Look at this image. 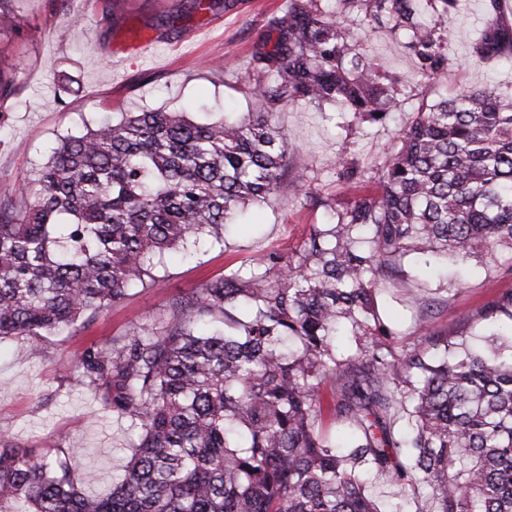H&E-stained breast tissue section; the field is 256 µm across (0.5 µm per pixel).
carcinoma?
<instances>
[{
  "label": "carcinoma",
  "instance_id": "obj_1",
  "mask_svg": "<svg viewBox=\"0 0 512 512\" xmlns=\"http://www.w3.org/2000/svg\"><path fill=\"white\" fill-rule=\"evenodd\" d=\"M325 2L288 0L272 20L246 118L109 113L11 188L23 207L0 205V339L36 349L93 321L169 250L223 237L242 206L276 195L288 143L275 110L327 103L344 128L386 123L393 79ZM340 2L405 33L419 78L448 65L446 22L464 0ZM507 51L512 31L496 23L473 46L484 62ZM369 182L298 252L231 267L148 332L87 347L77 384L129 419L130 460L90 496L74 478L81 449L33 455L1 435L0 512H384L381 480L417 512H512V353L475 350L424 317L398 353L378 305L415 250L463 264L478 245H512V94L421 102L375 168H346L349 186ZM477 315L512 329V291ZM347 328L356 349L339 354Z\"/></svg>",
  "mask_w": 512,
  "mask_h": 512
}]
</instances>
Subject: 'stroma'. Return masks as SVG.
Instances as JSON below:
<instances>
[{
	"mask_svg": "<svg viewBox=\"0 0 512 512\" xmlns=\"http://www.w3.org/2000/svg\"><path fill=\"white\" fill-rule=\"evenodd\" d=\"M489 0H466L464 13L448 18V65L434 79L415 75L413 59L396 49V35L362 29L365 54L394 78L399 104L385 125L365 132L336 127L331 106L291 105L274 118L288 141L278 196L246 206L223 241L207 240L191 258L167 255L146 287H138L94 322L78 325L31 348L28 341L0 342V433L24 450L41 453L76 446L85 454L77 470L82 488L102 494L128 454L126 420L87 396L69 372L87 346L103 344L151 325L172 300L191 294L230 265L271 251L294 253L315 229L335 223L353 194L339 179L341 160L364 169L410 121L420 99L452 96L462 88L495 84L512 94V61L481 62L472 46L487 18ZM288 0H221L214 10L180 14V0H14L16 24L0 32V79L16 94L0 107V203L10 189L42 165L59 137L84 132L104 113L179 108L196 121L224 113L255 111L244 76L252 53ZM173 17L183 33L164 35ZM144 48L141 58L125 53L128 43ZM512 258L483 249L463 269L417 262L409 289L381 293L379 307L398 324L396 347L413 343L419 315L449 336L467 334L481 347L483 325L476 310L512 289V278L492 273L494 261ZM418 291L422 306L407 302Z\"/></svg>",
	"mask_w": 512,
	"mask_h": 512,
	"instance_id": "35a3bbf8",
	"label": "stroma"
}]
</instances>
